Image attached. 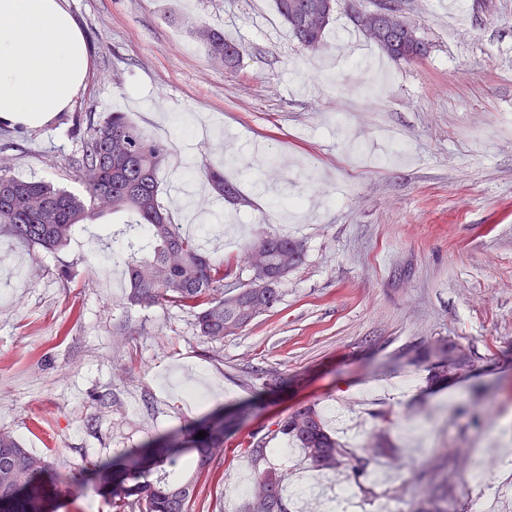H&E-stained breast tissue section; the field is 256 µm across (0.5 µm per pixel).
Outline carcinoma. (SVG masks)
<instances>
[{"label":"carcinoma","mask_w":512,"mask_h":512,"mask_svg":"<svg viewBox=\"0 0 512 512\" xmlns=\"http://www.w3.org/2000/svg\"><path fill=\"white\" fill-rule=\"evenodd\" d=\"M334 0H272L276 12L303 47L316 50L334 13ZM195 36L211 61L226 69L238 65L240 47L209 26ZM373 41L395 61L428 53L411 24L385 29ZM167 143L150 138L121 112L89 127L82 153L72 157L85 188L76 195L50 182L0 174V235L49 252L66 248L78 226L112 213L125 217L113 233L122 239L129 281V301L140 306L173 305L193 313L198 335L219 342L247 327L280 300L278 285L305 257L303 241L258 231L246 245L252 278L242 288H224L231 266L208 255L200 243L175 223L160 203L158 171L168 158ZM216 197L236 201V186L224 169L205 171ZM278 432L303 449L311 467L323 473L345 470L359 479L370 463L395 449L379 431L374 441L348 448L326 429L318 405L306 404L277 423ZM204 438H168L145 451L105 467L100 487L117 509L138 512H190L198 479L224 446V420L201 427ZM51 464L23 448L9 431H0V512H45L55 477ZM286 474L273 468L257 473L243 512H288L280 493ZM448 480L422 491L418 512H446Z\"/></svg>","instance_id":"obj_1"}]
</instances>
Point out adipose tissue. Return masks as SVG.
Wrapping results in <instances>:
<instances>
[{
    "mask_svg": "<svg viewBox=\"0 0 512 512\" xmlns=\"http://www.w3.org/2000/svg\"><path fill=\"white\" fill-rule=\"evenodd\" d=\"M90 55L64 0H0V123L40 127L84 86Z\"/></svg>",
    "mask_w": 512,
    "mask_h": 512,
    "instance_id": "1",
    "label": "adipose tissue"
}]
</instances>
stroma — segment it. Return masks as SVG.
<instances>
[{"label":"stroma","instance_id":"stroma-1","mask_svg":"<svg viewBox=\"0 0 512 512\" xmlns=\"http://www.w3.org/2000/svg\"><path fill=\"white\" fill-rule=\"evenodd\" d=\"M457 2L451 18L439 0H401L429 52L387 61L378 98L351 112L352 81L382 51L371 42L336 62L329 48L375 0H337L317 51L271 0H66L89 47L87 84L47 125L0 136V167L83 193L67 160L89 120L122 112L172 146L160 200L179 203L177 223L210 193L206 167L223 166L244 197L211 200L197 231L233 266L228 285L248 283L255 231L307 251L274 309L208 343L189 311L128 302L112 217L80 225L56 254L0 238V429L86 483L60 486L46 512H115L97 465L252 404L193 512H241L265 465L287 473L291 512H328L346 476L312 478L277 432L314 402L348 445L371 440L377 413L395 416L388 440L404 476H376L391 498L358 495L351 512H415L421 481L440 471L448 512H469L472 495L512 512V0ZM200 23L241 46L235 70L210 62ZM448 342L466 363L428 385Z\"/></svg>","mask_w":512,"mask_h":512}]
</instances>
